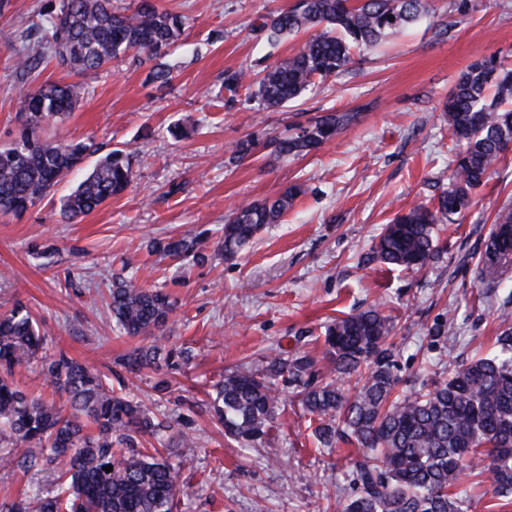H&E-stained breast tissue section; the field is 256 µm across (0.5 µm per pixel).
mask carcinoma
Returning a JSON list of instances; mask_svg holds the SVG:
<instances>
[{"instance_id":"1","label":"carcinoma","mask_w":512,"mask_h":512,"mask_svg":"<svg viewBox=\"0 0 512 512\" xmlns=\"http://www.w3.org/2000/svg\"><path fill=\"white\" fill-rule=\"evenodd\" d=\"M63 6L67 11L47 10L45 21L26 33L20 72L37 70L49 51L82 73L103 70L128 53L140 66L167 56L184 32L181 15L150 0H139L129 15L112 0H63ZM428 7V0H296L287 10L261 16L257 29L271 43L302 30L318 33L265 65L258 79L247 69L226 73L224 89L235 93L247 80L264 108L284 107L316 79L352 67L355 51L416 23ZM85 94L79 82L45 83L23 94L21 133L15 144L0 148L1 214L22 213L53 197L65 177L100 151L93 139L71 138L61 128L52 138L42 135L46 121L72 112ZM443 111L455 144L448 189L431 207L417 204L395 215L367 260L410 272L440 259L437 225L472 207L474 191L512 144V68L496 55L477 59L460 74ZM358 118L357 111L328 112L277 140L276 152L307 155ZM133 159L134 153L118 148L100 157L62 198L63 219L74 222L125 192L135 176ZM300 193L294 186L273 199L231 208L214 251L236 258L264 227L280 221ZM152 250L200 263L208 260V237L186 231L155 242ZM511 269L512 207L506 206L476 265L477 279L496 287ZM109 295L113 331L129 337L163 330L176 308L168 294L122 271L112 275ZM500 324L487 353L430 385L423 381L399 392L391 318L377 307L355 311L325 328L328 375L319 377L307 354L278 353L225 370L208 410L226 436L249 448L274 428L293 390L318 422L314 433L322 447L346 439L362 449L352 460L358 493L345 512H467L458 491L464 474L489 476L503 509L512 505V321L503 315ZM44 343L23 305L0 313V467L50 477L47 485L31 482L24 498L0 505V512H174L178 476L188 459L174 463L160 447L172 437L192 445L191 429H176L144 402L115 394L97 369L63 353L40 358V373L66 395L70 412L30 395L14 382V372L29 365ZM188 360L187 350L156 338L134 348L121 366L135 378L147 368L177 370ZM146 436L156 442L150 449L143 447Z\"/></svg>"}]
</instances>
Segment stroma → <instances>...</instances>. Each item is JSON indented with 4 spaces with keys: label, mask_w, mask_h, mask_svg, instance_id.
<instances>
[{
    "label": "stroma",
    "mask_w": 512,
    "mask_h": 512,
    "mask_svg": "<svg viewBox=\"0 0 512 512\" xmlns=\"http://www.w3.org/2000/svg\"><path fill=\"white\" fill-rule=\"evenodd\" d=\"M182 14V46L167 56L166 85L149 65L115 61L81 74L55 57L20 77L21 34L51 0H0V146L22 125L19 98L44 82L83 83L85 98L63 127L91 137L103 151L135 152L132 189L77 222H64L60 199L78 181L67 177L55 198L0 216V312L25 305L47 339L46 355L65 353L112 384L127 379L120 358L139 337L109 329L111 275L127 267L150 288L176 298L166 345L190 360L164 375L143 370L136 394L172 419L190 422L177 512H343L354 496L350 443L320 448L315 423L288 399L270 436L249 449L225 438L201 414L225 369L278 352L308 353L325 373V325L371 306L395 319V370L401 385L434 380L491 346L500 314H512V279L489 288L474 278L476 262L503 206H512V148L506 150L465 216L440 225L441 260L417 273L364 262L374 238L396 213L432 202L453 172V142L442 106L459 74L477 57L512 62V0H430L454 26L434 35L433 15L357 54L356 64L317 80L312 91L275 111L224 91V74L290 54L302 35L274 46L256 31L257 17L294 0H154ZM360 109L358 121L318 150L280 157L275 140L324 113ZM181 125L182 138L170 129ZM252 150L242 159L233 149ZM299 184L281 223L265 227L233 260L177 262L153 241L194 227L215 232L233 203L262 200ZM447 337L432 342L434 323ZM167 379L166 394L153 391Z\"/></svg>",
    "instance_id": "35a3bbf8"
}]
</instances>
